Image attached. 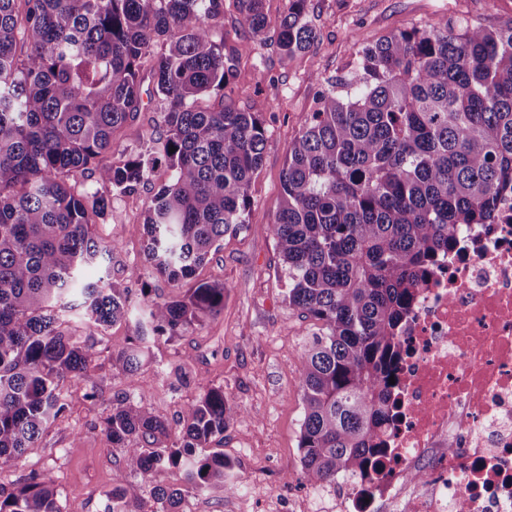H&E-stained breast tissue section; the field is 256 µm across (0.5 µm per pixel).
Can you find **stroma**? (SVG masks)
Instances as JSON below:
<instances>
[{
    "label": "stroma",
    "mask_w": 512,
    "mask_h": 512,
    "mask_svg": "<svg viewBox=\"0 0 512 512\" xmlns=\"http://www.w3.org/2000/svg\"><path fill=\"white\" fill-rule=\"evenodd\" d=\"M511 16L512 0H312L309 18L318 39L309 51L285 63L276 47L266 43L242 56L231 80L234 99L258 114L269 143L253 183L245 228L225 236L195 274L196 281L224 284L223 312L182 336L159 339L141 370L116 376L110 353L131 336L130 326L93 325L75 298L58 308L63 328L75 329L92 349L97 396L87 397L79 385L69 387L64 411L35 445L20 461L0 463V485L13 487L37 470L52 479L61 512H105L108 493L128 477L122 450L103 431L113 394H126L174 421L198 395L195 386L175 390L167 382L168 373L184 364L192 375L223 387L244 415L225 431L223 442L225 455L236 463L237 490L193 495L184 500L183 512H317L318 490L305 482L301 470L303 403L294 367L319 325L289 310L279 256L267 233L282 200L288 147L312 111L322 81L349 71L360 47L441 17L452 24L468 20L487 25ZM162 110L159 100H151L133 122L113 134V150L138 152L144 137L159 130ZM169 175L166 163H158L139 194L113 196L104 221L93 227L104 241L121 232L110 263L111 281L128 289L134 306L146 291L161 298L178 294L143 260V204Z\"/></svg>",
    "instance_id": "stroma-1"
}]
</instances>
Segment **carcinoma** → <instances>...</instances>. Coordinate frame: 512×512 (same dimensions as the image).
Returning a JSON list of instances; mask_svg holds the SVG:
<instances>
[{
	"label": "carcinoma",
	"mask_w": 512,
	"mask_h": 512,
	"mask_svg": "<svg viewBox=\"0 0 512 512\" xmlns=\"http://www.w3.org/2000/svg\"><path fill=\"white\" fill-rule=\"evenodd\" d=\"M250 33L242 51L275 26L283 60L309 50L310 0H289L271 22L264 0H233ZM224 0H0V460L20 459L65 409L64 390L96 392L90 348L61 329L53 307L81 298L86 317L108 328L131 321L126 290L102 267L106 243L92 226L112 193L137 195L154 155L169 182L147 201L145 259L173 284L192 279L224 236L246 223L251 187L268 146L254 112L212 106L235 57L212 40ZM165 104L164 135L135 155L108 156L112 134L141 111L140 72ZM321 89L288 151L282 205L268 232L286 278L288 308L321 327L295 373L303 420L305 479L364 475L384 447L394 404L402 323L414 289L462 224H492L498 196L512 189V18L497 25L448 19L392 33L357 52ZM174 152H169L170 148ZM90 172L89 193L65 177ZM224 309V285L198 283L182 300L144 294L134 336L112 346V370H139L156 337L174 338ZM182 366L170 386L192 382ZM178 428L123 394L104 432L123 449L137 483H119L109 512H140L148 488L156 512H180L190 494L237 488L235 462L210 450L238 411L224 388L201 379ZM175 470L181 486L162 483ZM0 512H61L52 480L38 471L0 485Z\"/></svg>",
	"instance_id": "cac0c4a2"
}]
</instances>
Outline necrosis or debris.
<instances>
[{
    "label": "necrosis or debris",
    "instance_id": "1",
    "mask_svg": "<svg viewBox=\"0 0 512 512\" xmlns=\"http://www.w3.org/2000/svg\"><path fill=\"white\" fill-rule=\"evenodd\" d=\"M388 451L336 481L334 512H512V191L415 290ZM423 482H415V475Z\"/></svg>",
    "mask_w": 512,
    "mask_h": 512
}]
</instances>
